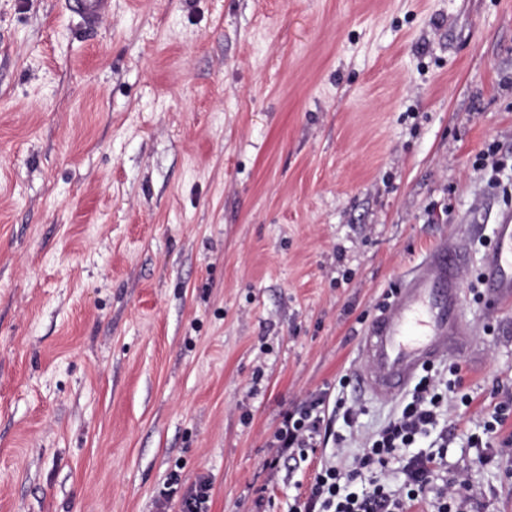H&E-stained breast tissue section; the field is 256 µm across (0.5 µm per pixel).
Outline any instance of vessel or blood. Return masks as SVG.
Instances as JSON below:
<instances>
[{
	"mask_svg": "<svg viewBox=\"0 0 512 512\" xmlns=\"http://www.w3.org/2000/svg\"><path fill=\"white\" fill-rule=\"evenodd\" d=\"M70 10L95 25L112 0H67ZM466 257L459 245L445 243L402 281L392 300L372 320L361 344L362 384L375 396L404 391L418 372L445 358L450 341L469 333L461 309V270ZM485 294L493 306L512 302V211L494 226L484 260Z\"/></svg>",
	"mask_w": 512,
	"mask_h": 512,
	"instance_id": "obj_1",
	"label": "vessel or blood"
}]
</instances>
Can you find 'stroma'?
<instances>
[{"label":"stroma","mask_w":512,"mask_h":512,"mask_svg":"<svg viewBox=\"0 0 512 512\" xmlns=\"http://www.w3.org/2000/svg\"><path fill=\"white\" fill-rule=\"evenodd\" d=\"M496 143L491 175L480 152ZM498 187H491L490 177ZM512 209V0H0V512H273L320 455L264 466L311 395L352 468L403 395L361 388V338L443 239L473 330L433 366L471 405L417 512L462 478L512 512V308L472 286ZM70 10L94 26L112 7V0H67ZM512 413V404L505 403L496 409L491 415V421H487L484 426V438L482 436L472 435L470 437V443L474 448H489L491 439L493 436L498 435L505 424L507 423L509 415ZM210 491L211 483L208 478L199 476L195 483L181 494L179 512H208Z\"/></svg>","instance_id":"1"}]
</instances>
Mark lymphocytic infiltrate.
Here are the masks:
<instances>
[{
	"label": "lymphocytic infiltrate",
	"mask_w": 512,
	"mask_h": 512,
	"mask_svg": "<svg viewBox=\"0 0 512 512\" xmlns=\"http://www.w3.org/2000/svg\"><path fill=\"white\" fill-rule=\"evenodd\" d=\"M438 381L432 375L423 376L416 385L410 401L399 415L377 434L369 438L352 470H343L336 462L338 449H331L324 464L314 473L308 493L297 500L289 512H408L411 505L422 500L428 479L436 465L433 456L409 457L404 466L405 483L402 492L387 490L382 475L390 459L411 447L418 437L437 427L439 418L454 402L468 403L459 385L448 388L447 395L437 392ZM360 411L329 402L326 394H318L300 406L283 414L273 435L275 455L268 458L266 467L276 470L281 458L307 461L310 452L321 445V438L333 434L337 419L353 422ZM366 478L368 487L357 491L353 483ZM211 483L198 477L188 489H181L179 474H170L161 492L163 501L178 499L179 512H208Z\"/></svg>",
	"instance_id": "lymphocytic-infiltrate-1"
}]
</instances>
